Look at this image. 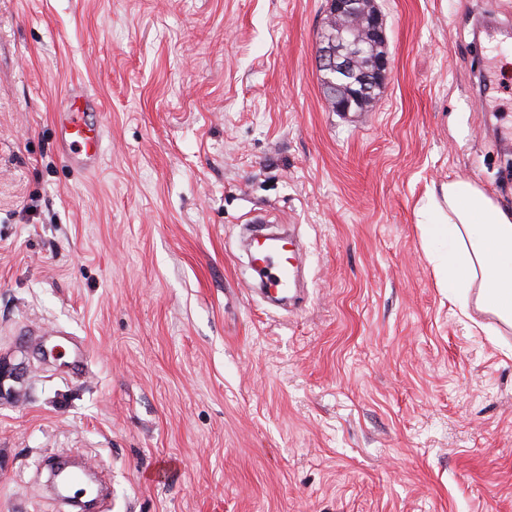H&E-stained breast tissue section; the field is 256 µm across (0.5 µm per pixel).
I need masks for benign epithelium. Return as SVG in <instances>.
Returning <instances> with one entry per match:
<instances>
[{"mask_svg":"<svg viewBox=\"0 0 512 512\" xmlns=\"http://www.w3.org/2000/svg\"><path fill=\"white\" fill-rule=\"evenodd\" d=\"M376 0H327L317 68L331 108L349 112L383 85L390 62Z\"/></svg>","mask_w":512,"mask_h":512,"instance_id":"obj_1","label":"benign epithelium"}]
</instances>
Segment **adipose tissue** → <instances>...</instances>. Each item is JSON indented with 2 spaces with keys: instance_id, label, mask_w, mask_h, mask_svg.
Instances as JSON below:
<instances>
[{
  "instance_id": "adipose-tissue-1",
  "label": "adipose tissue",
  "mask_w": 512,
  "mask_h": 512,
  "mask_svg": "<svg viewBox=\"0 0 512 512\" xmlns=\"http://www.w3.org/2000/svg\"><path fill=\"white\" fill-rule=\"evenodd\" d=\"M418 215L449 300L475 304L512 327V212L472 182L454 179L429 190Z\"/></svg>"
}]
</instances>
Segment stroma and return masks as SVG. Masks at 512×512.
<instances>
[{"instance_id":"1","label":"stroma","mask_w":512,"mask_h":512,"mask_svg":"<svg viewBox=\"0 0 512 512\" xmlns=\"http://www.w3.org/2000/svg\"><path fill=\"white\" fill-rule=\"evenodd\" d=\"M390 73L325 101L326 0H0V512H512V329L436 285L416 210L512 211V0H377ZM101 102L100 168L52 116ZM303 246L270 306L242 227ZM98 110V99L73 85L54 113L59 152L84 172L96 170L102 161L105 127Z\"/></svg>"}]
</instances>
